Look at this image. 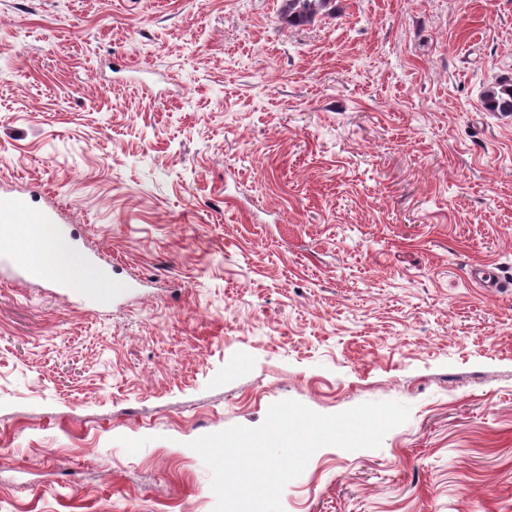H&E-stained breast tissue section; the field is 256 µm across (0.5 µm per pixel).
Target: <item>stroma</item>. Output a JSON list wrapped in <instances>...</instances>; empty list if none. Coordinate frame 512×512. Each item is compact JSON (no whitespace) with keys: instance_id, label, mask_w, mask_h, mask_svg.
<instances>
[{"instance_id":"35a3bbf8","label":"stroma","mask_w":512,"mask_h":512,"mask_svg":"<svg viewBox=\"0 0 512 512\" xmlns=\"http://www.w3.org/2000/svg\"><path fill=\"white\" fill-rule=\"evenodd\" d=\"M0 0V187L105 299L0 274V512H212L190 441L397 401L284 512H512V0ZM288 24L291 26L311 23L316 16L330 13L333 0H287ZM483 105L489 112H512V80L501 81L489 88Z\"/></svg>"}]
</instances>
